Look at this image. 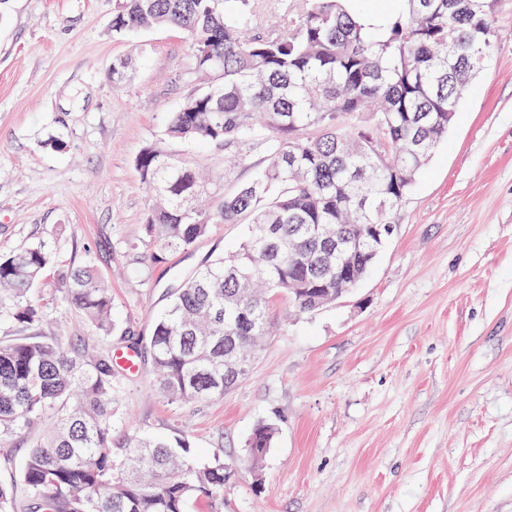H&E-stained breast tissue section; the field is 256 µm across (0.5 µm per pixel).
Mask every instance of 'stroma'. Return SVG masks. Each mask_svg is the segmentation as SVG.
I'll list each match as a JSON object with an SVG mask.
<instances>
[{
    "label": "stroma",
    "instance_id": "obj_1",
    "mask_svg": "<svg viewBox=\"0 0 512 512\" xmlns=\"http://www.w3.org/2000/svg\"><path fill=\"white\" fill-rule=\"evenodd\" d=\"M116 0H12L0 16V255L46 239L58 264L34 300L44 339L119 352V432L187 437L200 462L232 476L189 512H512V0L488 65L461 96L445 140L393 214V234L364 279L334 304L299 314L270 295V336L249 375L221 397L168 399L148 353L156 314L241 224H215L154 262L151 197L135 158L202 88L174 29L112 30ZM129 67L114 77V63ZM170 153L231 193L266 164L256 147L194 141ZM87 262L112 292L118 331L95 335L58 285ZM275 441L261 463L246 443L261 422ZM39 433L0 448V484L22 490Z\"/></svg>",
    "mask_w": 512,
    "mask_h": 512
}]
</instances>
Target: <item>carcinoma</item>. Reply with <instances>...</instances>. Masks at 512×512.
Here are the masks:
<instances>
[{"mask_svg":"<svg viewBox=\"0 0 512 512\" xmlns=\"http://www.w3.org/2000/svg\"><path fill=\"white\" fill-rule=\"evenodd\" d=\"M361 0H305L276 29L255 23L253 0H117L118 35L184 34L207 86L186 98L159 139L136 157L154 198L145 214L152 259L193 246L213 224H245L238 251L201 266L155 321L157 383L171 400L222 396L250 372L244 352L268 334L262 282L311 313L336 292V257L321 235L361 242L363 225L389 224L417 174L448 135L463 91L497 37L496 0H406L387 26L359 21ZM319 129L316 136L305 131ZM190 139L229 149L258 145L266 167L232 194L201 201L194 173L166 150ZM54 245L0 257V317L38 325L32 300ZM70 303L101 335L117 328L111 294L90 265L59 274ZM244 373L224 379V337ZM112 351H77L24 336L0 343V448L45 416L53 427L27 455L22 478L35 512H187L214 501L230 471L196 462L182 437L115 433ZM276 425L258 424L247 448H271Z\"/></svg>","mask_w":512,"mask_h":512,"instance_id":"cac0c4a2","label":"carcinoma"}]
</instances>
